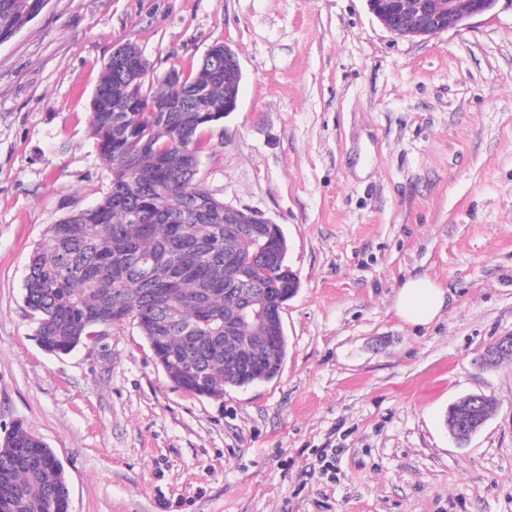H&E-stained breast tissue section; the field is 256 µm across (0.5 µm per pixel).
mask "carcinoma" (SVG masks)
<instances>
[{
  "instance_id": "1",
  "label": "carcinoma",
  "mask_w": 512,
  "mask_h": 512,
  "mask_svg": "<svg viewBox=\"0 0 512 512\" xmlns=\"http://www.w3.org/2000/svg\"><path fill=\"white\" fill-rule=\"evenodd\" d=\"M44 0H0V40L34 19ZM126 61H107L91 100L90 135L109 164L111 183L94 206L70 213L50 227L30 255L24 303L34 336L51 354H68L103 327L134 322L168 379L197 396L222 400L231 388L269 381L281 371L287 340L278 324L275 354L268 352L269 325L241 322L237 336L248 341L255 367L241 370L242 346L224 335V320L236 315V295L259 294L269 284L246 283L261 266L267 248L247 230L245 212L224 206L175 160L179 151H197L200 132L224 120V97L240 87L238 74L224 66V44L208 52L212 65L197 64L188 75L145 83L149 63L139 48L125 44ZM188 240L213 243L198 257L199 270L182 274L157 268L150 275L140 260L177 254L173 225ZM230 248L239 264L224 263ZM206 296L205 305L190 300ZM127 317L116 318L117 311ZM13 495L0 512H69L68 488L55 452L21 424L0 439V483Z\"/></svg>"
}]
</instances>
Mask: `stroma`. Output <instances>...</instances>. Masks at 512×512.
<instances>
[{"instance_id": "stroma-1", "label": "stroma", "mask_w": 512, "mask_h": 512, "mask_svg": "<svg viewBox=\"0 0 512 512\" xmlns=\"http://www.w3.org/2000/svg\"><path fill=\"white\" fill-rule=\"evenodd\" d=\"M236 112L199 135L202 185L282 228L299 279L272 380L223 400L172 383L135 324L43 351L23 300L49 227L96 204L89 136L116 45L149 79L214 43ZM427 277V326L393 304ZM512 0L401 38L367 0H49L0 43V437L53 449L70 512H512ZM494 413L467 446L450 404ZM446 304V292L426 277L408 279L396 294L394 309L406 323L426 325L434 321Z\"/></svg>"}]
</instances>
